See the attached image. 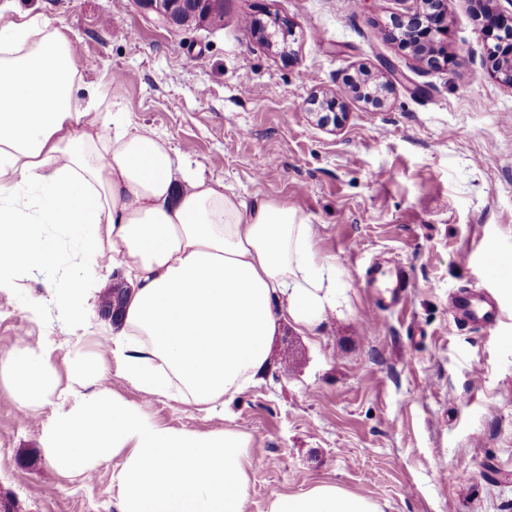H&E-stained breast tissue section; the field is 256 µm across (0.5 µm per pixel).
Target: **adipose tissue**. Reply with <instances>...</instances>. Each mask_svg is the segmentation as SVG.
Returning a JSON list of instances; mask_svg holds the SVG:
<instances>
[{"label":"adipose tissue","instance_id":"ef3b65f1","mask_svg":"<svg viewBox=\"0 0 512 512\" xmlns=\"http://www.w3.org/2000/svg\"><path fill=\"white\" fill-rule=\"evenodd\" d=\"M79 81L59 29L32 20L0 37V285L56 267L40 225L82 234L83 272L57 294L59 309L81 323L100 271H125L133 288L111 354L128 380L223 415L259 383L281 320L311 331L346 307L336 267L318 257L299 208L175 175L155 132L128 128L94 95L78 99ZM0 375L27 410L57 391L40 344L1 359ZM43 448L61 473L120 458L119 512H245L250 438L229 425L163 427L103 388L61 404ZM270 512L384 510L321 483L276 494Z\"/></svg>","mask_w":512,"mask_h":512}]
</instances>
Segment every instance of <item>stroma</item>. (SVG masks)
<instances>
[{
	"label": "stroma",
	"instance_id": "stroma-1",
	"mask_svg": "<svg viewBox=\"0 0 512 512\" xmlns=\"http://www.w3.org/2000/svg\"><path fill=\"white\" fill-rule=\"evenodd\" d=\"M13 2L0 21L22 11L66 33L81 89L156 132L176 165L300 208L349 302L311 332L281 321L263 382L222 419L145 395L116 365L102 381H73L78 362L111 356L103 302L121 277L109 269L78 326L56 306L64 282L49 270L0 288V358L43 344L61 390L108 388L164 427L245 431L255 459L245 512L322 482L385 512H512V277L483 263L488 251L512 262V85L491 71L474 0H446L456 60L439 70L384 34L419 0H224L223 27L190 30L133 0ZM269 15L292 29L286 53L247 23ZM363 71L383 105L349 93ZM336 94L341 120L321 124L312 99ZM378 256L407 267L404 307L372 311L364 270ZM464 289L492 295L498 325L454 319L448 295ZM53 412H22L0 376V512H119V459L64 476L46 457Z\"/></svg>",
	"mask_w": 512,
	"mask_h": 512
}]
</instances>
